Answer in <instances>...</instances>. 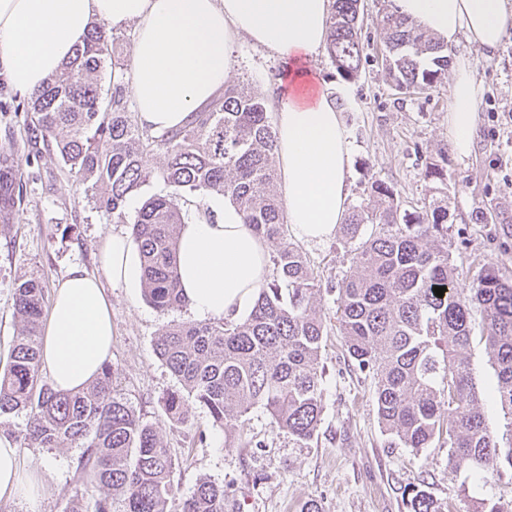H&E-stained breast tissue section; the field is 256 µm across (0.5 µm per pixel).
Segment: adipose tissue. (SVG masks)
I'll list each match as a JSON object with an SVG mask.
<instances>
[{"mask_svg": "<svg viewBox=\"0 0 512 512\" xmlns=\"http://www.w3.org/2000/svg\"><path fill=\"white\" fill-rule=\"evenodd\" d=\"M399 13L441 42L466 39L494 53L508 29L507 0H396ZM332 0H0V84L23 96L60 72L93 21L132 27L130 64H113L112 84L129 91L135 120L151 133L190 124L224 89L240 37L282 60L288 89L277 102L282 199L297 239L320 242L346 218L349 146L333 97L317 85L309 61L325 45ZM479 89L465 62L449 87L448 135L471 150ZM207 215L191 214L178 236L181 288L197 319L249 313L270 279L267 242L239 210L214 195ZM104 275H135L132 242L106 236ZM110 305L99 277L73 267L56 289L41 344V369L53 388L74 392L98 375L112 349ZM42 481L19 448L0 441V502L36 503Z\"/></svg>", "mask_w": 512, "mask_h": 512, "instance_id": "ef3b65f1", "label": "adipose tissue"}]
</instances>
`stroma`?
Returning <instances> with one entry per match:
<instances>
[{"label": "stroma", "mask_w": 512, "mask_h": 512, "mask_svg": "<svg viewBox=\"0 0 512 512\" xmlns=\"http://www.w3.org/2000/svg\"><path fill=\"white\" fill-rule=\"evenodd\" d=\"M384 0H361L359 31L363 64L358 76L344 79L327 51L309 66L325 91L342 102V122L349 142L350 205L367 204L371 185L380 180L395 188L403 207L414 210L432 198L447 196L448 250L460 287L466 288L488 263L512 278V237L499 225L478 224L476 209L494 206L512 214V33L494 55L466 40L448 50L449 64L465 61L479 88L475 138L468 155H456L449 143L447 84L425 90H398L382 65L384 46L379 20ZM235 67L229 85L272 101L279 96V59L240 39L232 47ZM14 94L0 86V156L10 158L21 174L25 202L0 213V371L6 369L18 324L14 292L21 280L36 279L54 290L71 267L101 274L100 246L108 233H130V225L98 208L56 156H31L24 145L25 113L10 109ZM438 164L440 176L427 174ZM299 248L323 284L341 280L350 255L338 238L300 242ZM112 314L113 383L153 425L178 459L171 512L191 495L197 482L223 485L229 512H301L311 499L323 512H408L407 494L422 486L441 505L470 512L477 502H512V469L502 468L488 482L448 464L447 449L420 452L393 448L382 432L371 401L373 386L350 370L344 339L336 327L337 292L320 302L328 331L324 351L323 416L309 447H294L263 409L214 424L206 409L189 403L187 425L176 426L164 410V399L180 384L154 352L162 328L188 322L190 308L162 314L143 298L140 284H107ZM480 313L472 315V340L466 350L472 382L484 396L483 414L501 447L512 444V420L486 395L495 372ZM24 454L48 466L37 508L24 501L1 504L0 512H61L65 502L83 491L86 476L77 467L79 449L67 445L28 448Z\"/></svg>", "instance_id": "obj_1"}]
</instances>
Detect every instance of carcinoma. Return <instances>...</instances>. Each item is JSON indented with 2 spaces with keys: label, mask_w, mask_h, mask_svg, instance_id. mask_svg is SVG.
Instances as JSON below:
<instances>
[{
  "label": "carcinoma",
  "mask_w": 512,
  "mask_h": 512,
  "mask_svg": "<svg viewBox=\"0 0 512 512\" xmlns=\"http://www.w3.org/2000/svg\"><path fill=\"white\" fill-rule=\"evenodd\" d=\"M358 0H333L327 51L345 78L357 76ZM385 70L400 90L428 89L448 71V47L396 11L379 22ZM430 65H425L424 60ZM112 60V36L93 26L63 71L50 77L15 110L25 120L24 144L55 155L83 186L86 196L120 222L132 225L141 261L145 300L167 314L186 305L180 288L177 240L189 214L176 199L222 195L244 224L265 239L273 279L259 290L251 313L232 321L171 324L154 342L158 358L181 388L167 395L165 412L184 425L186 398L205 407L222 425L260 407L273 424L306 448L323 414L322 352L327 335L315 303L322 291L338 290V329L347 359L373 378L379 423L392 442L418 451L433 442L448 448V463L480 481L512 467V447L502 450L488 429L465 355L472 312L486 323V343L496 367L489 399L512 417V281L496 264L484 267L465 295L457 287L448 252V202L431 200L410 212L394 188L376 180L374 205L355 206L339 227L351 255L350 271L337 285L322 286L299 249L288 241V224L274 193L277 137L264 100L227 87L190 125L150 134L132 119L122 89L103 93L97 74ZM164 156L165 195L148 198L133 214L127 199L149 180L148 155ZM16 174L0 158L4 203L15 202ZM444 287V296L434 287ZM45 289L30 279L15 289L20 328L7 371L0 375V415L20 410L29 421L23 445L81 449L78 468L89 480L87 504L71 499L64 512H168L175 493V459L153 426L116 392L112 367L77 393L56 391L43 378L39 324ZM108 489L115 498L99 496ZM409 512H442L431 494L411 489ZM224 487L196 484L180 512H227Z\"/></svg>",
  "instance_id": "obj_1"
}]
</instances>
